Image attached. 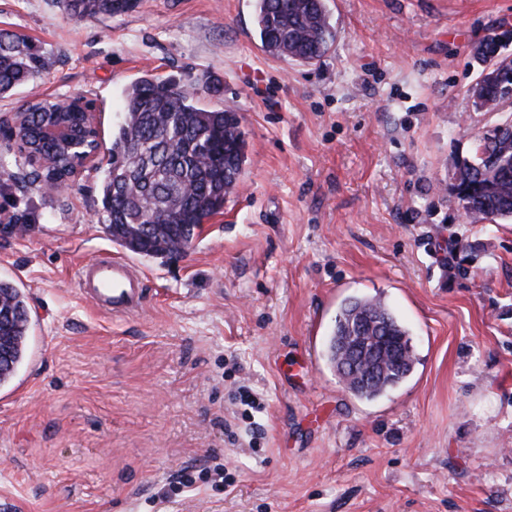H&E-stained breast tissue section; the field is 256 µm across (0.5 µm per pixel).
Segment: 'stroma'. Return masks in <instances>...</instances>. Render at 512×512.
Listing matches in <instances>:
<instances>
[{
	"instance_id": "stroma-1",
	"label": "stroma",
	"mask_w": 512,
	"mask_h": 512,
	"mask_svg": "<svg viewBox=\"0 0 512 512\" xmlns=\"http://www.w3.org/2000/svg\"><path fill=\"white\" fill-rule=\"evenodd\" d=\"M318 61L265 52L256 0H139L69 19L0 0V31L51 68L0 96L95 104L100 150L70 188L25 183L0 139V280L25 294L0 384V512H512V223H465L450 191L482 112L474 48L512 0H328ZM153 75L237 112L236 192L181 255L129 256L103 224L124 93ZM132 257L144 305L114 315L78 271ZM378 297L412 374L374 400L327 360L341 304ZM253 394L261 406L246 409ZM0 297L9 302L12 319L7 321L10 359L0 360V384L6 382L14 373L23 358L28 333V304L26 297L11 283L0 280Z\"/></svg>"
}]
</instances>
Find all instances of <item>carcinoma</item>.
Returning <instances> with one entry per match:
<instances>
[{
  "label": "carcinoma",
  "instance_id": "carcinoma-1",
  "mask_svg": "<svg viewBox=\"0 0 512 512\" xmlns=\"http://www.w3.org/2000/svg\"><path fill=\"white\" fill-rule=\"evenodd\" d=\"M133 0H66L72 18L114 15ZM256 29L263 48L289 61L311 63L334 45L337 31L326 0H257ZM474 54L487 73L476 85L490 101L498 85L512 81V64L504 63L495 36L479 42ZM51 58L24 36L0 32V95L25 85L48 70ZM52 107L29 111L26 121L36 141ZM245 158V133L237 113L208 109L185 84L144 76L125 91L123 116L112 133L111 162L103 185L104 223L112 241L150 257L190 248L195 231L224 208L236 190ZM467 194L463 215L470 224L512 222V178L487 171L476 156L459 162L452 174ZM0 297L9 302L12 319L0 340H8L10 359L0 360V384L23 358L28 333L26 297L0 280ZM363 324L370 343L397 344L396 354L367 355L355 368L343 370L346 340ZM328 361L355 396L372 400L402 383L413 371L415 357L408 331L379 299H352L336 315L328 345Z\"/></svg>",
  "mask_w": 512,
  "mask_h": 512
}]
</instances>
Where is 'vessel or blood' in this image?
Segmentation results:
<instances>
[{"label": "vessel or blood", "mask_w": 512, "mask_h": 512, "mask_svg": "<svg viewBox=\"0 0 512 512\" xmlns=\"http://www.w3.org/2000/svg\"><path fill=\"white\" fill-rule=\"evenodd\" d=\"M80 281L98 308L116 315L137 311L143 300L141 277L126 259L108 258L84 266Z\"/></svg>", "instance_id": "1"}]
</instances>
